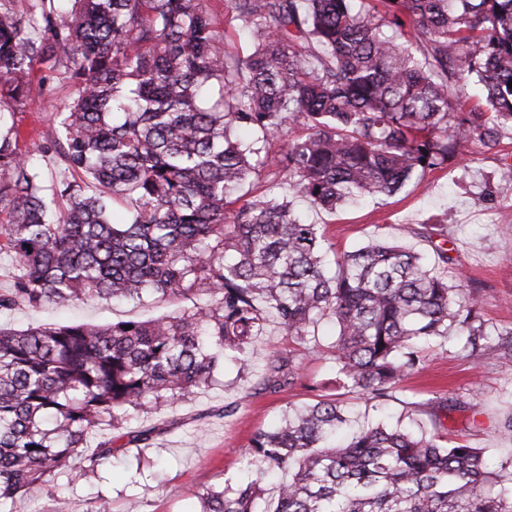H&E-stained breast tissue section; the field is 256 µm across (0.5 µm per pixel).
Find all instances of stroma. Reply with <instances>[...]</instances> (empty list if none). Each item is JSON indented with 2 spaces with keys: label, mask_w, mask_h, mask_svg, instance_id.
Masks as SVG:
<instances>
[{
  "label": "stroma",
  "mask_w": 512,
  "mask_h": 512,
  "mask_svg": "<svg viewBox=\"0 0 512 512\" xmlns=\"http://www.w3.org/2000/svg\"><path fill=\"white\" fill-rule=\"evenodd\" d=\"M206 4L224 29L225 50L240 57L249 55L253 39L242 31L229 0H206ZM48 73L47 65H36L32 92L23 105L6 115L20 131V149L27 152L35 151L52 134L54 107L67 103L75 93L69 83L49 79ZM500 163V155L484 152L475 142L459 164L431 171L397 195L374 197L333 212L311 207L300 198L296 208L308 222L322 226L338 252L385 240L405 245L436 266L439 251L450 250L464 287L475 289L478 295L488 329L512 328V183L498 181ZM445 211L453 218L448 239L423 227L427 218ZM189 305L186 299H159L109 306L94 301L64 307L52 303L39 308L19 306L1 313L0 325L14 329L66 322L105 325L174 314ZM329 331V326L321 327V346L305 353L294 385L265 393L256 384L267 356L295 346L275 325H268L249 370L227 366L209 388L186 401L129 421L132 430L159 429L152 445L129 448L114 466L86 473L73 485L55 478L37 501L15 500L12 512H54L55 497L63 492L72 501V512H90L101 497L109 501L112 512H199L197 493L241 479L239 453L258 428L279 418L287 407L321 395L339 397L347 415L360 422L400 418L430 433L443 427L449 439L485 449L493 469L512 473V433L504 428L512 418L511 351H474L465 348L462 337L450 335L424 369L408 375L391 400L374 408L357 394H338L336 366L328 353ZM412 395L420 401L434 396L454 398L469 403L470 408L449 413L438 426L430 412L406 406ZM230 404L236 405V412L224 415V407ZM146 485L153 492L145 498L141 492Z\"/></svg>",
  "instance_id": "1"
}]
</instances>
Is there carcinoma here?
<instances>
[{
    "label": "carcinoma",
    "instance_id": "carcinoma-1",
    "mask_svg": "<svg viewBox=\"0 0 512 512\" xmlns=\"http://www.w3.org/2000/svg\"><path fill=\"white\" fill-rule=\"evenodd\" d=\"M11 2L0 0V109L28 96L46 62L76 92L34 154L0 120V253L13 264L0 312L196 301L149 320L0 328V512L52 477L75 481L150 446L152 427L100 441L98 427L173 406L228 361L249 369L271 318L305 346L334 321L338 380L368 401L392 398L452 330L474 351L490 346L477 300L448 284L446 252L440 272L374 241L330 268L324 231L278 189L334 211L399 193L474 140L499 151L512 130V0H231L257 39L243 58L224 51L204 0ZM466 78L482 92L469 107ZM48 155L64 164L49 194ZM254 179L264 192L243 198ZM301 358H268L261 390L292 385ZM345 425L336 398L288 408L241 451L251 476L199 494L200 512H512V477L483 449L400 421L338 446ZM91 446L87 467L73 466Z\"/></svg>",
    "mask_w": 512,
    "mask_h": 512
}]
</instances>
